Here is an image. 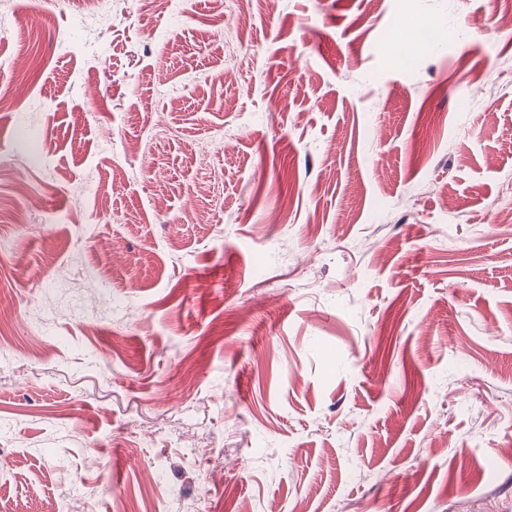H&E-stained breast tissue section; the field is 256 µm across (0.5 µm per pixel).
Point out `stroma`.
Segmentation results:
<instances>
[{"mask_svg": "<svg viewBox=\"0 0 512 512\" xmlns=\"http://www.w3.org/2000/svg\"><path fill=\"white\" fill-rule=\"evenodd\" d=\"M107 6L0 0V512H512L486 0Z\"/></svg>", "mask_w": 512, "mask_h": 512, "instance_id": "35a3bbf8", "label": "stroma"}]
</instances>
